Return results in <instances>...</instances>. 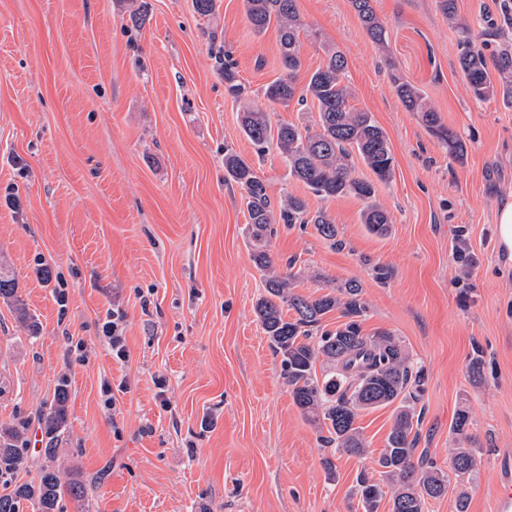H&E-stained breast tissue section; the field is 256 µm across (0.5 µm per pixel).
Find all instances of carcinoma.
<instances>
[{
	"mask_svg": "<svg viewBox=\"0 0 512 512\" xmlns=\"http://www.w3.org/2000/svg\"><path fill=\"white\" fill-rule=\"evenodd\" d=\"M372 2L350 0L369 38L383 49L388 44V33ZM244 6L255 32H265L273 22L278 31L283 74L264 87V98L272 107L286 109L295 104L300 112L313 107L318 121L312 125L272 123L270 113L254 107L248 92L238 83L231 55L219 50L215 59L224 68L227 92L241 104L239 124L243 134L261 156L275 148L288 176L306 185L315 196L355 197L366 202L360 213L361 223L370 233L387 236L393 216L375 201V195L376 183L392 178L393 156L387 135L372 114L350 104L354 93L345 56L338 50L327 52L326 63L308 75L300 88V33L308 31V25L297 0H244ZM460 35L459 70L472 97L480 102L499 99L512 107V44L500 48L491 70L484 54L486 39L467 27L460 28ZM390 80L406 109L418 114L427 131L448 149L449 156L463 161L467 155L464 140L442 122L425 92L395 74ZM358 161L370 176L357 173ZM224 182L242 190L249 216L251 260L265 272V294L257 300L254 311L271 349L281 356L282 374L294 403L308 419L324 425V443L348 455H360L366 448L361 427L357 426L361 413L396 405L386 446L378 459L379 478L360 474L357 494L364 512H379L385 499L389 512H426L429 500L447 492L448 473L432 461H415L421 423L416 402L421 388L419 372L408 351L387 331L364 333L362 323L368 306L359 281L348 280L316 297L304 296L295 292L296 275L282 274L274 266L270 241L277 234L275 225L290 229L311 224L319 236L338 247L343 242L338 239L335 222L323 209L310 211L307 201L298 196L272 202L252 165L234 152L224 153ZM0 299L15 307L19 322L32 335L38 334L37 322L29 317L18 295L16 278L1 267ZM332 311L344 318L333 330L323 326L324 317ZM67 402L68 390L61 384L48 411L40 416L45 447L39 450L43 463L33 481H15L28 464L26 423L0 426V481L11 486L8 493L0 495V512H24L28 502L35 504L38 512H58L64 493L79 504L85 500V484L74 480L62 485L55 465L52 443L66 425ZM469 420L468 411L461 408L452 425L458 444L451 449V474L458 479L471 473L476 464L474 449L464 447Z\"/></svg>",
	"mask_w": 512,
	"mask_h": 512,
	"instance_id": "cac0c4a2",
	"label": "carcinoma"
}]
</instances>
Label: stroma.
Here are the masks:
<instances>
[{
	"mask_svg": "<svg viewBox=\"0 0 512 512\" xmlns=\"http://www.w3.org/2000/svg\"><path fill=\"white\" fill-rule=\"evenodd\" d=\"M133 2L0 0V263L40 325L30 336L0 301V424L25 420L38 433L66 384L56 463L62 482L85 484V512H364L356 479L378 473L394 409L361 414L367 450L354 456L324 444L294 404L254 313L263 277L241 191L224 181L229 148L272 199L303 197L334 219L343 246L283 228L274 260L293 263L305 296L362 284L365 331L399 337L422 371L419 449L449 468L451 422L466 407L477 450L464 478L469 512H491L498 460L512 453V276L499 272L494 237L512 194V109L472 99L457 27L437 0H374L389 30L382 50L349 0L297 2L323 35L302 37L304 71L325 64L327 47L340 50L354 106L388 136L394 174L376 199L394 222L379 238L360 221L362 200L311 195L240 130L212 47L231 52L264 109L263 88L282 74L276 28L256 34L243 0H217L209 17L193 0H148L136 26ZM498 4L456 0L460 24L489 32L492 51ZM393 72L433 100L466 142L464 162L404 107ZM459 245L473 260L466 274ZM115 309L126 315L123 363L99 337ZM477 354L479 380L469 372Z\"/></svg>",
	"mask_w": 512,
	"mask_h": 512,
	"instance_id": "obj_1",
	"label": "stroma"
}]
</instances>
